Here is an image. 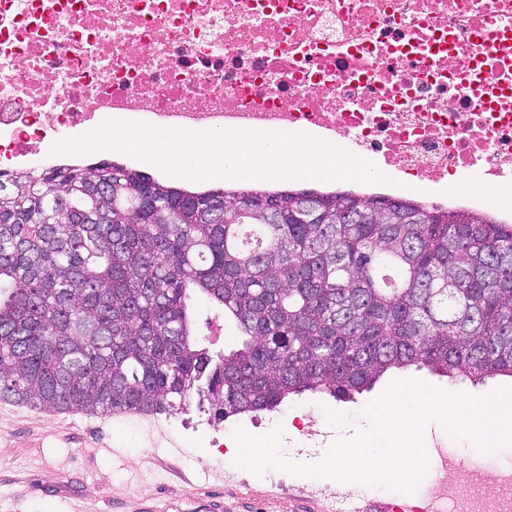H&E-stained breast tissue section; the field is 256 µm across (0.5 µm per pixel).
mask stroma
Instances as JSON below:
<instances>
[{
    "mask_svg": "<svg viewBox=\"0 0 512 512\" xmlns=\"http://www.w3.org/2000/svg\"><path fill=\"white\" fill-rule=\"evenodd\" d=\"M195 319L208 342L236 347V330L223 315L201 303ZM388 383L381 378L348 403L307 393L276 411L219 424L192 404L151 421L135 414L6 413L0 415V512H201L204 500L217 502L220 512H328L344 492L273 469L254 475L231 461L230 437L238 427L262 435L289 424L300 434L283 438L284 454L316 461L327 451L323 419L360 422L361 409Z\"/></svg>",
    "mask_w": 512,
    "mask_h": 512,
    "instance_id": "stroma-1",
    "label": "stroma"
}]
</instances>
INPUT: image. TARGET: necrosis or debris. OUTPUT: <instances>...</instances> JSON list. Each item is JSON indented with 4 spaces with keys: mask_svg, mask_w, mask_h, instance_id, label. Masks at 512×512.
I'll list each match as a JSON object with an SVG mask.
<instances>
[{
    "mask_svg": "<svg viewBox=\"0 0 512 512\" xmlns=\"http://www.w3.org/2000/svg\"><path fill=\"white\" fill-rule=\"evenodd\" d=\"M110 121L305 133L504 210L512 0H0V166L71 167L55 145ZM438 458L441 512H512V470L490 501Z\"/></svg>",
    "mask_w": 512,
    "mask_h": 512,
    "instance_id": "obj_1",
    "label": "necrosis or debris"
}]
</instances>
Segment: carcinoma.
I'll use <instances>...</instances> for the list:
<instances>
[{
  "instance_id": "1",
  "label": "carcinoma",
  "mask_w": 512,
  "mask_h": 512,
  "mask_svg": "<svg viewBox=\"0 0 512 512\" xmlns=\"http://www.w3.org/2000/svg\"><path fill=\"white\" fill-rule=\"evenodd\" d=\"M194 296L237 348L198 337ZM412 366L512 378L511 223L350 190L191 191L106 161L0 172V400L118 415L196 397L226 421Z\"/></svg>"
}]
</instances>
